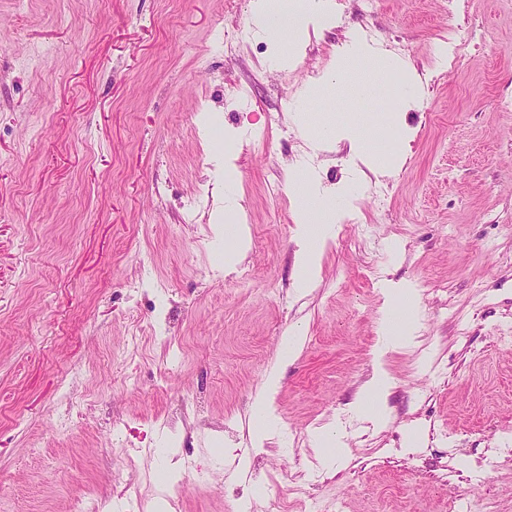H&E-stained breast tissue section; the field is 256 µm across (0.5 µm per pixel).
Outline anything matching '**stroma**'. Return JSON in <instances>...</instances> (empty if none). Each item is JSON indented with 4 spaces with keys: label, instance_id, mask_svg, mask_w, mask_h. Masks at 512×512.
I'll return each mask as SVG.
<instances>
[{
    "label": "stroma",
    "instance_id": "35a3bbf8",
    "mask_svg": "<svg viewBox=\"0 0 512 512\" xmlns=\"http://www.w3.org/2000/svg\"><path fill=\"white\" fill-rule=\"evenodd\" d=\"M258 3L0 0V512H73L86 497L117 512L130 495L148 512H238L257 487L250 512L334 499L342 512H512V6L343 0L291 52L225 50ZM477 27L486 40L448 66L440 49ZM364 40L419 93L391 114L396 158L358 179L301 289L293 176L335 194L348 149L318 128L371 137L377 117L351 97L361 63L341 54ZM235 87L251 92L239 117L224 107ZM251 127L267 139L227 153ZM374 182L390 185L386 206ZM228 202L242 239L214 219ZM403 282L420 324L385 357L394 387L376 427L349 409L386 289ZM293 336L277 434L253 447V400ZM69 405L80 414L57 434ZM181 406L197 477L164 498ZM339 425L346 456L326 469L316 434Z\"/></svg>",
    "mask_w": 512,
    "mask_h": 512
}]
</instances>
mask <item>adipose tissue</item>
<instances>
[{"label":"adipose tissue","mask_w":512,"mask_h":512,"mask_svg":"<svg viewBox=\"0 0 512 512\" xmlns=\"http://www.w3.org/2000/svg\"><path fill=\"white\" fill-rule=\"evenodd\" d=\"M329 7L328 0H262L256 16L257 27L271 40L284 42L293 38L297 25L304 20H315ZM299 205L304 217L302 248L297 258L301 284H311L320 250L334 231V222L342 208L343 197L328 198L315 190L309 182L298 188ZM390 303L382 319V345L379 355L406 345L415 329L417 295L411 286L389 289ZM393 379L383 363H376L374 372L357 396L354 405L375 425H383L386 397Z\"/></svg>","instance_id":"1"}]
</instances>
